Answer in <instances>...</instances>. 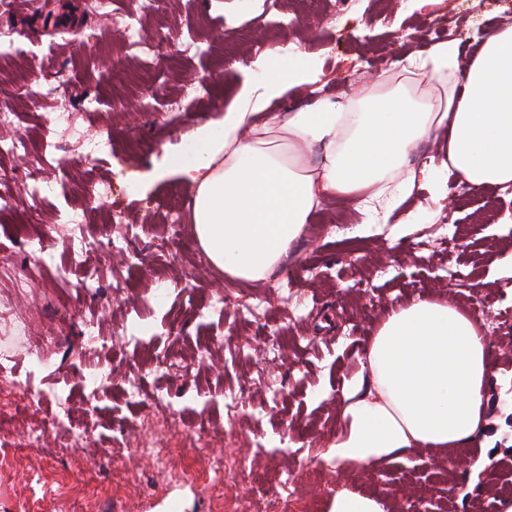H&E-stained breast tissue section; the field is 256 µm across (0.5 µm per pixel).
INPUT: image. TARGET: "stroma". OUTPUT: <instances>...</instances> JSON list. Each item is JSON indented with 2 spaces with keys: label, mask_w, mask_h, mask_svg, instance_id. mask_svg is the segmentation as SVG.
<instances>
[{
  "label": "stroma",
  "mask_w": 512,
  "mask_h": 512,
  "mask_svg": "<svg viewBox=\"0 0 512 512\" xmlns=\"http://www.w3.org/2000/svg\"><path fill=\"white\" fill-rule=\"evenodd\" d=\"M86 2L8 0L0 8V28L12 34L11 43L0 42V103L17 114L0 139L65 141L57 116L71 112L80 133L108 142L93 159L71 142L53 160L29 157L40 170L39 181L29 183L13 180L16 159L0 154V194L15 201L13 211L0 213V252L36 282L23 301L12 276H0V311L27 314L32 330L60 339L41 363L33 362L26 337L0 341L12 353L0 363V413L12 399L9 381H29L39 393L28 411L10 414L15 429L0 447V512H23L28 499L51 512H95L98 499L114 494L120 512H213L190 480L201 463L188 433L208 423L215 445H223L230 402L241 410L232 455L253 469L269 497L288 485L306 491L298 469L307 456L328 455L341 392L360 371L369 336L391 309L419 295L454 296L488 337L487 426L456 452L463 460L485 457L486 465L452 469L447 453L416 448L375 467H332L325 477L334 487L386 501L389 512H499L500 500L512 498V225L501 221L512 214V185L478 188L457 201L419 189L396 209L365 212L356 206L367 190L336 196L314 213L284 266L260 282H230L209 264L190 267L191 224H182L177 237L158 238L173 206L190 205L188 187L172 176L140 198L129 193L126 178L154 161L134 153V143L159 150L180 144L197 125L238 105V63L255 60L270 44H300L322 67L319 92L291 90L271 104L274 112H295L320 97L342 101L380 81L418 93L422 79L403 72L405 57L450 27L471 34L512 25V0H435L422 10L413 0H179L153 17L143 15L140 0H113L133 28L147 36L162 32L149 86L139 80L144 52L123 43ZM291 17L299 25H288ZM120 63L131 81L106 82L104 71ZM56 76L54 96H30L28 80ZM187 79L205 85V93L185 96ZM66 176L108 183L112 191L91 209L77 191H61ZM339 205L352 212L345 234L331 223ZM24 214L37 225L30 248L11 238ZM409 217L414 227L400 230ZM446 217L457 226L455 236L442 227ZM74 220L92 240L131 230L139 255L75 266L67 241ZM162 275L168 291L158 301ZM117 282L125 290L116 298L110 286ZM229 287L259 305V319L218 306ZM87 320L101 336L92 349L81 335ZM158 393L172 405L170 425L160 432L168 467L188 480L169 481L140 456L135 484L119 488L110 455L90 460L80 445L55 447L70 415L106 445L138 433ZM38 425L50 434L36 447ZM467 484L472 492L462 493Z\"/></svg>",
  "instance_id": "stroma-1"
}]
</instances>
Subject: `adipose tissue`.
Returning <instances> with one entry per match:
<instances>
[{
    "label": "adipose tissue",
    "instance_id": "obj_1",
    "mask_svg": "<svg viewBox=\"0 0 512 512\" xmlns=\"http://www.w3.org/2000/svg\"><path fill=\"white\" fill-rule=\"evenodd\" d=\"M460 39L407 57L436 81L463 77L461 98L439 103L431 91L400 90L319 101L296 112L265 114L267 104L315 80L302 52L270 45L256 67H243L253 109L205 122L187 145L165 154L157 178L179 175L192 190L189 222L201 250L225 278L260 281L304 237L322 203L395 180V198L425 188L448 193V173L467 187L512 183V26L487 35L467 70ZM441 139L443 161L403 166L427 138ZM321 145L304 167L303 146ZM490 362L487 338L453 298L418 296L393 309L372 337L358 375L342 391L331 444L337 466L377 465L411 448L453 451L483 428Z\"/></svg>",
    "mask_w": 512,
    "mask_h": 512
}]
</instances>
